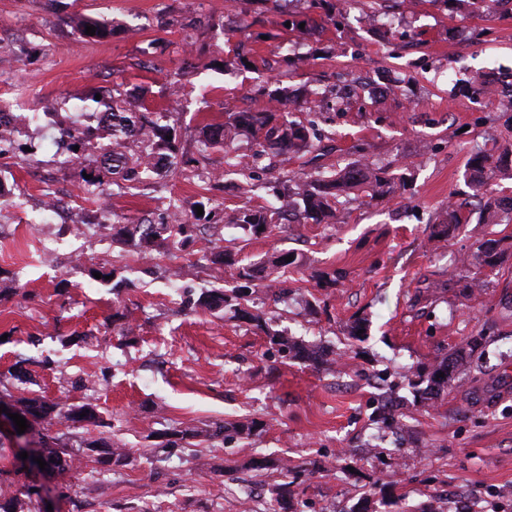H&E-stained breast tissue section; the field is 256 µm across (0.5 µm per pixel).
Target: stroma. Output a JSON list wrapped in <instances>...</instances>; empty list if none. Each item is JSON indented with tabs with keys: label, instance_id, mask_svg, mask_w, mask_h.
Returning a JSON list of instances; mask_svg holds the SVG:
<instances>
[{
	"label": "stroma",
	"instance_id": "1",
	"mask_svg": "<svg viewBox=\"0 0 512 512\" xmlns=\"http://www.w3.org/2000/svg\"><path fill=\"white\" fill-rule=\"evenodd\" d=\"M78 14L110 25L111 38L83 41ZM287 20L308 29H284ZM239 46L250 68L224 71ZM287 56L296 60L284 67L293 116L318 140L283 168L413 162L395 192L349 198L335 224L222 233L245 264L281 251L302 257L284 274L288 299L258 292L248 309L327 358L345 354L347 375L282 361L247 320L180 313L181 295L213 283L204 238L142 254L60 230L39 212L49 189L82 209L86 228L106 216L159 224L172 204L188 213L200 201L219 218L269 205L274 158L262 157L246 193L234 175L205 181L224 169V152L196 137L227 110L262 111L261 90ZM477 71L512 83V0L490 9L354 0L331 19L307 0H0V99L55 112L53 125L24 127L26 152L0 155L11 192L0 208V383L16 401L92 403L102 419L38 423L76 446L81 468L69 481L14 474L8 455L6 481L42 484L58 512H241L246 488L254 512H271L286 468L302 465L288 512H512V215L430 236L449 196L480 211L467 185L471 154L512 150V112L480 103ZM114 89L129 106L171 114L192 162L114 189L104 213L80 196L76 166L58 162L55 137L58 124H82L85 97ZM490 239L497 265L488 276L461 267L449 277L458 256ZM116 265L123 283L90 276ZM117 311L128 336L112 324ZM444 357L461 364L438 390L431 378ZM215 421L254 429L163 445V432ZM93 440L125 448L130 464L95 462L85 448Z\"/></svg>",
	"mask_w": 512,
	"mask_h": 512
}]
</instances>
